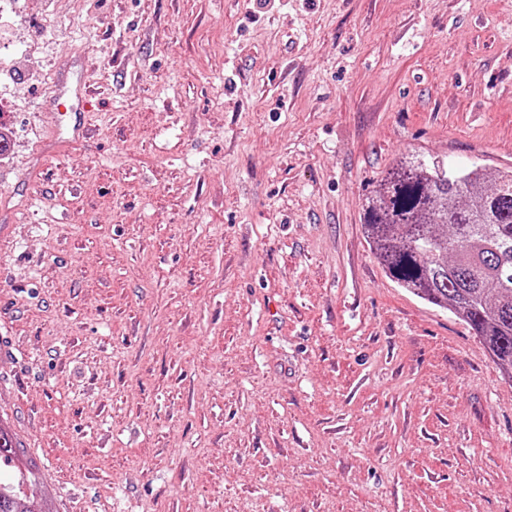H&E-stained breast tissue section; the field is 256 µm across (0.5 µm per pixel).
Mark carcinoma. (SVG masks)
<instances>
[{
	"mask_svg": "<svg viewBox=\"0 0 512 512\" xmlns=\"http://www.w3.org/2000/svg\"><path fill=\"white\" fill-rule=\"evenodd\" d=\"M408 155L367 200L363 225L389 277L456 313L512 381V169L459 168ZM0 512H58L0 420Z\"/></svg>",
	"mask_w": 512,
	"mask_h": 512,
	"instance_id": "obj_1",
	"label": "carcinoma"
}]
</instances>
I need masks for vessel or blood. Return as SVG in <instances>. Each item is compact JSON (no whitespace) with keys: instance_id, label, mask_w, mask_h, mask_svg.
<instances>
[{"instance_id":"vessel-or-blood-1","label":"vessel or blood","mask_w":512,"mask_h":512,"mask_svg":"<svg viewBox=\"0 0 512 512\" xmlns=\"http://www.w3.org/2000/svg\"><path fill=\"white\" fill-rule=\"evenodd\" d=\"M89 97V85L82 71L67 63L59 64L51 102L55 109L62 111L66 119L62 136L72 140H82L88 136L89 127L83 115L90 104Z\"/></svg>"}]
</instances>
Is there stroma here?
<instances>
[{"mask_svg":"<svg viewBox=\"0 0 512 512\" xmlns=\"http://www.w3.org/2000/svg\"><path fill=\"white\" fill-rule=\"evenodd\" d=\"M0 127V418L59 512H512V381L363 228L402 156L512 168V0H0ZM84 71L83 68L75 70L69 63H60L51 97L54 112H63L60 115L66 117L64 127L58 130L57 135L72 140L85 139L89 134V126L83 120L90 105L89 84L83 77Z\"/></svg>","mask_w":512,"mask_h":512,"instance_id":"obj_1","label":"stroma"}]
</instances>
